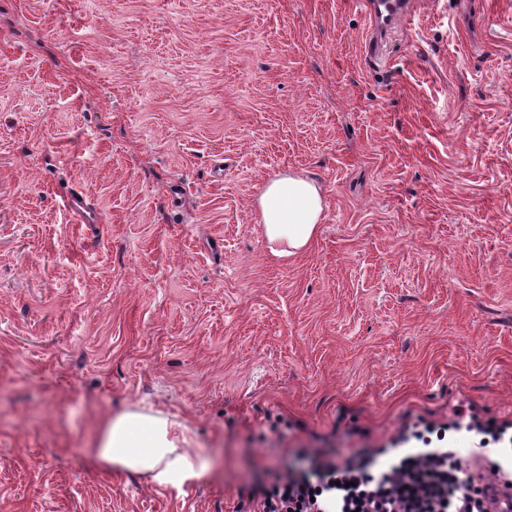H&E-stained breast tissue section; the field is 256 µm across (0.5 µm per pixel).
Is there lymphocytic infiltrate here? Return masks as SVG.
Masks as SVG:
<instances>
[{
	"mask_svg": "<svg viewBox=\"0 0 512 512\" xmlns=\"http://www.w3.org/2000/svg\"><path fill=\"white\" fill-rule=\"evenodd\" d=\"M451 431L477 435L482 461L489 444L512 446V422L481 420L460 408L447 422L405 421L386 448L281 466L248 497L255 512H488L484 477L447 441Z\"/></svg>",
	"mask_w": 512,
	"mask_h": 512,
	"instance_id": "obj_1",
	"label": "lymphocytic infiltrate"
}]
</instances>
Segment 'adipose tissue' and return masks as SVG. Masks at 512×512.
I'll list each match as a JSON object with an SVG mask.
<instances>
[{
    "label": "adipose tissue",
    "mask_w": 512,
    "mask_h": 512,
    "mask_svg": "<svg viewBox=\"0 0 512 512\" xmlns=\"http://www.w3.org/2000/svg\"><path fill=\"white\" fill-rule=\"evenodd\" d=\"M323 212L321 187L295 173L268 179L256 199L263 234L283 256L314 242ZM191 443L181 422L128 409L102 424L91 451L102 463L149 476L156 486L179 487L200 478L207 467L203 452L193 450Z\"/></svg>",
    "instance_id": "ef3b65f1"
}]
</instances>
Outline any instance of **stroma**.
Here are the masks:
<instances>
[{"label":"stroma","mask_w":512,"mask_h":512,"mask_svg":"<svg viewBox=\"0 0 512 512\" xmlns=\"http://www.w3.org/2000/svg\"><path fill=\"white\" fill-rule=\"evenodd\" d=\"M423 2L379 68L358 0H0V512H252L296 452L512 420V0ZM134 406L210 469L92 457ZM323 212L321 187L295 173L268 179L256 199L257 223L276 256L306 250L318 234Z\"/></svg>","instance_id":"1"}]
</instances>
